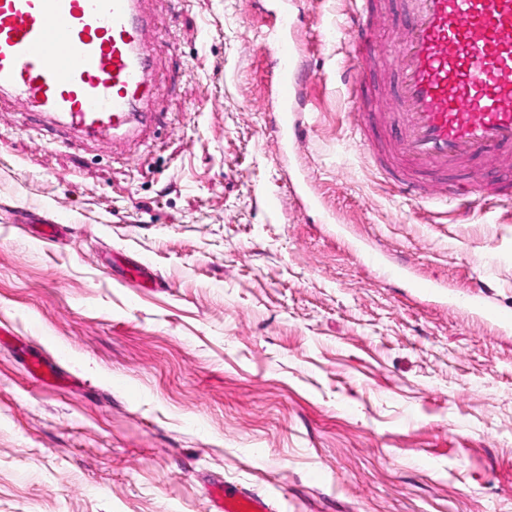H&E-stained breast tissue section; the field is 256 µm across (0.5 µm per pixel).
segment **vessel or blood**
<instances>
[{"label":"vessel or blood","mask_w":512,"mask_h":512,"mask_svg":"<svg viewBox=\"0 0 512 512\" xmlns=\"http://www.w3.org/2000/svg\"><path fill=\"white\" fill-rule=\"evenodd\" d=\"M350 20L351 59L399 74L394 139L374 138L359 80L349 94L356 129L399 195L419 202L512 199V179L458 184V172L512 156V0H411L399 49L380 55L370 0ZM144 0H0V112L28 113L69 134L71 148L107 152L152 128L153 68L163 45ZM264 47L277 105L270 130L284 149L303 142L297 118L306 74L288 18L270 12ZM211 512H277L269 499L223 484Z\"/></svg>","instance_id":"b4317fda"}]
</instances>
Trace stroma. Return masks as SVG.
<instances>
[{
    "instance_id": "stroma-1",
    "label": "stroma",
    "mask_w": 512,
    "mask_h": 512,
    "mask_svg": "<svg viewBox=\"0 0 512 512\" xmlns=\"http://www.w3.org/2000/svg\"><path fill=\"white\" fill-rule=\"evenodd\" d=\"M288 4L293 152L267 134L275 0H150L159 122L111 154L0 117V512H209L216 480L280 512H512V326L462 301L512 308V206L390 192L344 81L354 0Z\"/></svg>"
}]
</instances>
